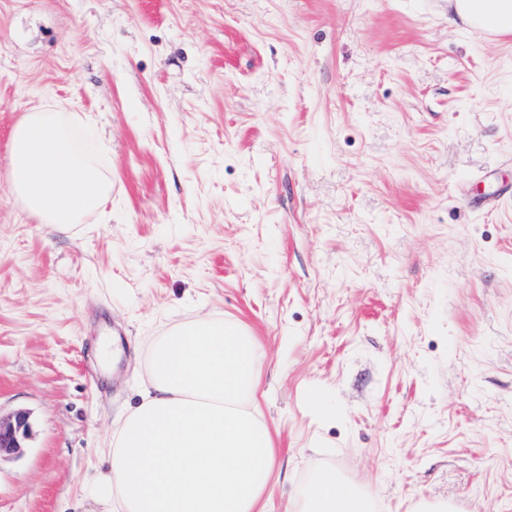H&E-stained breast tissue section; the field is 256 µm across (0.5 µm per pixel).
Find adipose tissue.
I'll use <instances>...</instances> for the list:
<instances>
[{"instance_id": "ef3b65f1", "label": "adipose tissue", "mask_w": 512, "mask_h": 512, "mask_svg": "<svg viewBox=\"0 0 512 512\" xmlns=\"http://www.w3.org/2000/svg\"><path fill=\"white\" fill-rule=\"evenodd\" d=\"M477 32L512 37V0H450ZM11 181L27 212L57 228L99 207L106 184L49 111L28 113L11 138ZM151 387L126 417L92 484L110 512H263L275 453L257 401L260 352L236 326L200 320L166 336ZM368 497L321 472L292 512H370Z\"/></svg>"}]
</instances>
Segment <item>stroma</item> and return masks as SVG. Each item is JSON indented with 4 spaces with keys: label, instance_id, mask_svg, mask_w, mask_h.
Masks as SVG:
<instances>
[{
    "label": "stroma",
    "instance_id": "1",
    "mask_svg": "<svg viewBox=\"0 0 512 512\" xmlns=\"http://www.w3.org/2000/svg\"><path fill=\"white\" fill-rule=\"evenodd\" d=\"M35 110L109 187L62 230L12 190ZM201 319L262 347L266 512L328 468L378 512H512V37L448 0H0V512H93ZM29 419V413L24 410L15 411L7 418L0 414V458L24 448L23 442L30 432Z\"/></svg>",
    "mask_w": 512,
    "mask_h": 512
}]
</instances>
